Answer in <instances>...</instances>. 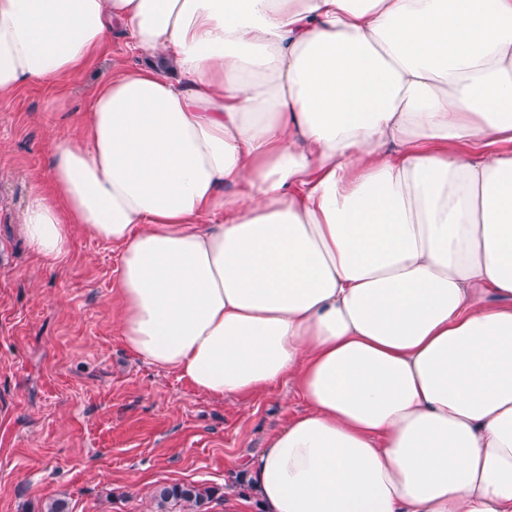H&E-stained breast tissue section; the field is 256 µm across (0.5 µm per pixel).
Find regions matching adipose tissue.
<instances>
[{
    "instance_id": "adipose-tissue-1",
    "label": "adipose tissue",
    "mask_w": 512,
    "mask_h": 512,
    "mask_svg": "<svg viewBox=\"0 0 512 512\" xmlns=\"http://www.w3.org/2000/svg\"><path fill=\"white\" fill-rule=\"evenodd\" d=\"M117 28L158 62L51 145L36 256L119 246L125 343L203 393L296 384L264 512H512V0H0V96Z\"/></svg>"
}]
</instances>
